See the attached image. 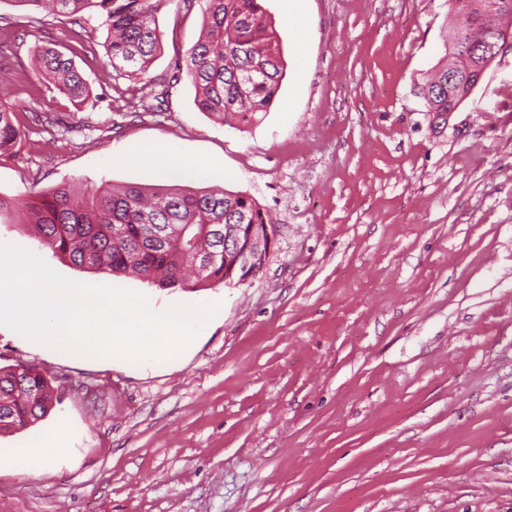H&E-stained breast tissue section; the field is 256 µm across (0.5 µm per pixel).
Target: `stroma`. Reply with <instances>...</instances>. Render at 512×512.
<instances>
[{
	"instance_id": "obj_1",
	"label": "stroma",
	"mask_w": 512,
	"mask_h": 512,
	"mask_svg": "<svg viewBox=\"0 0 512 512\" xmlns=\"http://www.w3.org/2000/svg\"><path fill=\"white\" fill-rule=\"evenodd\" d=\"M203 7L167 0L163 50L139 78L112 69L101 17L80 28L0 0V105L27 129L0 156V195L222 189L277 226L255 278L171 290L76 267L0 220V242L69 279H110L161 310L223 301L166 364L77 357L0 326V366L39 367L60 399L0 433V512H512V49L444 116L421 87L445 56L446 0H301L303 70L288 0H264L285 76L252 123L223 125L180 68ZM46 44L86 79L82 108L33 67ZM43 112L69 133L36 128ZM163 148L211 166L140 162ZM60 423L65 457L12 464Z\"/></svg>"
}]
</instances>
